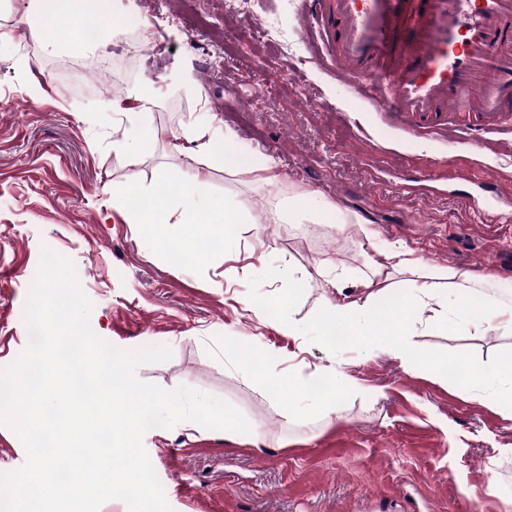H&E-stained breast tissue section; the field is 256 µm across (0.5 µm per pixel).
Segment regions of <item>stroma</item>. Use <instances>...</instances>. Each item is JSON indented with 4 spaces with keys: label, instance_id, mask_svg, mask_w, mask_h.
Listing matches in <instances>:
<instances>
[{
    "label": "stroma",
    "instance_id": "1",
    "mask_svg": "<svg viewBox=\"0 0 512 512\" xmlns=\"http://www.w3.org/2000/svg\"><path fill=\"white\" fill-rule=\"evenodd\" d=\"M224 2L126 0L150 22L147 36L135 50L113 43L111 70L90 74L62 68L66 49L20 39L33 0L0 6V374L28 345L29 278L46 246L73 263L97 336L125 352L170 351L139 366L140 381L224 399L263 434L258 442L188 421L148 431L143 446L171 512H512V418L466 385L406 370L388 349L328 345L325 302L338 288L315 273L331 261L339 288L356 296L371 262L400 246L512 302V132L479 145L406 133L317 56L302 0H244L233 12ZM271 17L291 52L265 31ZM188 77L190 93L180 89ZM145 78L156 137L129 159L112 150L121 129L108 106ZM208 112L242 157H275L278 182L195 162L190 143L172 151V132ZM410 167L428 178V194L398 191ZM477 167L496 179V197L479 188ZM133 178L153 190L201 189L203 200L244 205L252 221L202 258L182 257L165 227L128 223L113 208V192ZM291 196L336 211L323 224L278 223ZM348 215L363 230L340 231ZM290 262L311 272L297 290L271 275ZM274 298L300 335L257 317ZM402 340L451 362L512 358V335L493 331L419 320ZM256 348L270 379L337 375L339 415L302 423L308 396L268 394L248 363ZM491 470L498 485L487 495Z\"/></svg>",
    "mask_w": 512,
    "mask_h": 512
}]
</instances>
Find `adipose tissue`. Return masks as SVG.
I'll return each mask as SVG.
<instances>
[{
	"mask_svg": "<svg viewBox=\"0 0 512 512\" xmlns=\"http://www.w3.org/2000/svg\"><path fill=\"white\" fill-rule=\"evenodd\" d=\"M36 19L30 27L31 35H44L47 42H55V28L61 18H69L73 30H80L86 18L100 22L103 35H111L117 22L111 12L105 11L102 0H36ZM155 103L153 83L142 80L127 91L123 101L113 103V111L124 115L129 123L120 137L112 142L115 154L134 158L144 145L153 140V128L138 122L137 117L149 111ZM210 121L189 124L173 133L170 146L179 149L181 141L195 143L197 153L216 161L237 173L249 175L252 182L270 184L277 179L276 161L264 155L256 162H249L231 153H225V144L233 140L232 133L216 137L210 132ZM130 194H136V202L127 196L116 195L112 205L128 211L134 224H164L168 221L170 191H144L137 182H130ZM178 204L183 220L208 224H244L248 221L245 207L230 208L217 203L203 205L193 193L181 194ZM410 275L411 288L395 287L394 276ZM472 276L453 267H429L412 253L392 250L386 253L384 262L374 264L370 275L360 279L359 296L343 297L332 306L329 320L324 326L325 336L336 333L347 336H370L374 324L384 314H391L394 324H402L414 313L424 315L426 321L449 325L465 323L477 328L492 329L512 335V305L473 289ZM456 298V305H449V298ZM468 383L478 394L486 395L503 413L512 416V359L494 367L473 366Z\"/></svg>",
	"mask_w": 512,
	"mask_h": 512,
	"instance_id": "obj_1",
	"label": "adipose tissue"
}]
</instances>
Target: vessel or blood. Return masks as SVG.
Instances as JSON below:
<instances>
[{"mask_svg": "<svg viewBox=\"0 0 512 512\" xmlns=\"http://www.w3.org/2000/svg\"><path fill=\"white\" fill-rule=\"evenodd\" d=\"M319 56L408 131L464 114L473 139L512 114V0H304Z\"/></svg>", "mask_w": 512, "mask_h": 512, "instance_id": "vessel-or-blood-1", "label": "vessel or blood"}]
</instances>
